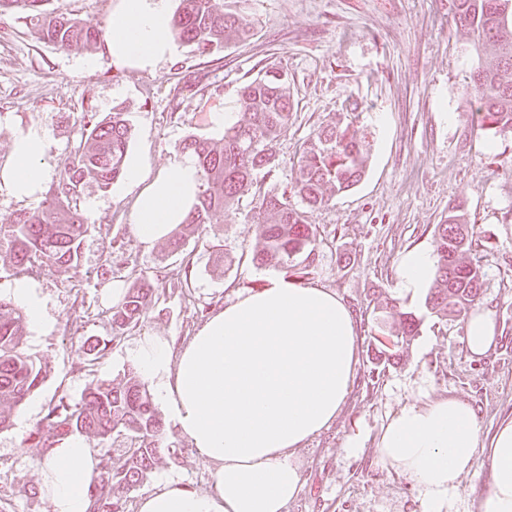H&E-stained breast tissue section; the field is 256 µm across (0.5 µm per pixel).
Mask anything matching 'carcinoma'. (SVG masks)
I'll use <instances>...</instances> for the list:
<instances>
[{"mask_svg": "<svg viewBox=\"0 0 512 512\" xmlns=\"http://www.w3.org/2000/svg\"><path fill=\"white\" fill-rule=\"evenodd\" d=\"M503 0H452L454 18L474 36L476 51L489 58L485 67L470 76L467 91L475 105L477 125L496 134H512V15L502 18ZM48 0H0V17L20 10L29 31L39 40L60 49L90 51L100 44L102 29L78 16L56 15ZM171 35L201 54H210L232 41L250 37L252 24L226 0H179ZM241 118L224 129L213 142L187 137L182 151L191 153L201 173L198 202L186 222L167 242L178 252L186 237L224 223L236 202L258 185V177L275 167L274 145L292 122L288 73H260L238 93ZM127 107L117 105L97 123L44 199L27 211L7 218L10 259L21 272L47 267L59 275L79 259L87 218L70 202L88 182L108 187L123 173L130 128L124 119ZM370 153L369 133L351 123L338 122L318 130L305 142L298 161V177L288 192H268L259 197L258 237L261 248L253 261L275 262L300 277L320 262L317 228L307 223L306 210L318 208L335 194L364 177ZM476 225L466 219L460 201L448 219L436 225L433 238L438 265L426 308L442 317H463L483 299L486 274L466 260ZM156 278L143 276L122 301L112 308V338L95 341L89 351L105 354L108 343L120 341L140 322L144 307L155 291ZM393 322L378 340V354L390 363L417 334L416 315L389 307ZM25 317L9 301L0 299V430L11 426L3 407H17L47 376V365L23 348ZM123 384L102 380L86 388L77 403L63 399L49 405L47 414L26 438L27 444L50 453L59 439L70 433H88L103 440L124 437L118 457L107 450L100 455L97 474L90 483L93 512H128L122 493L152 473L160 454L165 425L151 394L137 371L123 374Z\"/></svg>", "mask_w": 512, "mask_h": 512, "instance_id": "obj_1", "label": "carcinoma"}]
</instances>
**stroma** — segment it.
Returning a JSON list of instances; mask_svg holds the SVG:
<instances>
[{
  "label": "stroma",
  "mask_w": 512,
  "mask_h": 512,
  "mask_svg": "<svg viewBox=\"0 0 512 512\" xmlns=\"http://www.w3.org/2000/svg\"><path fill=\"white\" fill-rule=\"evenodd\" d=\"M451 0H242L254 34L213 56L174 45L171 56L148 69L115 63L105 45L68 52L38 41L23 20L0 21V162L15 135L32 125L46 134L43 161L57 180L71 152L113 106L129 105L127 152L158 171L191 135L221 139L213 113L235 105L240 87L265 67L287 72L294 120L278 140L276 168L260 180L265 192L292 187L300 145L334 123L345 105L354 125L373 138L367 171L351 189L310 210L321 261L303 285L335 291L352 310L359 362L346 401L329 428L296 450L303 483L287 512H423V495L400 470L384 465L377 443L400 407L441 398L470 403L481 444L512 419V135L479 129L466 84L481 61L467 29L457 26ZM136 194L124 180L108 188L84 186L72 205L88 231L81 258L64 275L33 274L48 300L51 324L27 332L25 350L50 371L27 400L12 410L35 429L49 404L79 401L101 380L121 382L131 367L128 351L147 336L186 343L210 311L234 291L259 288L283 275L279 265L258 266L256 201L244 196L231 218L190 236L181 251L165 244L146 249L132 232ZM464 202L481 234L468 257L486 273L483 309L498 329L495 347L471 357L466 323L442 321L424 298L396 286V262L412 248H433V230ZM146 274L161 281L140 325L105 356L91 360L84 343L112 335V304L104 291L115 281L131 286ZM395 301L421 319L399 359L370 372L380 356L374 306ZM16 428L0 431V506L6 512H50L42 492L41 457ZM359 441L357 452L347 446ZM162 458L129 493V508L153 492L162 475L188 490L211 489L214 466L175 427H168Z\"/></svg>",
  "instance_id": "35a3bbf8"
}]
</instances>
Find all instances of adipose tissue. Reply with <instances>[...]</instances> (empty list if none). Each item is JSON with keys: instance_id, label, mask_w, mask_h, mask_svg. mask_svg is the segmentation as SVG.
I'll return each instance as SVG.
<instances>
[{"instance_id": "obj_1", "label": "adipose tissue", "mask_w": 512, "mask_h": 512, "mask_svg": "<svg viewBox=\"0 0 512 512\" xmlns=\"http://www.w3.org/2000/svg\"><path fill=\"white\" fill-rule=\"evenodd\" d=\"M168 2L118 0L106 40L113 60L145 69L171 54ZM45 152L41 127L16 135L0 163V192L37 200L48 178ZM126 179L138 191L133 235L148 249L184 223L199 193V168L186 153L149 180L142 159L132 157ZM396 270L400 291L417 297L433 281L437 257L411 249ZM5 292L32 328L49 322L38 282L16 279ZM358 345L357 322L336 292L284 278L236 292L185 344L163 336L138 341L129 357L154 400L215 465L212 492H190L165 476L140 499L138 512H286L301 481L292 458L335 420L355 376ZM479 444L472 405L441 399L397 410L377 448L381 462L422 490L424 512H458L460 478L474 468ZM487 460L488 489L478 512H512V420L498 426ZM98 463L78 432L52 448L40 467L51 512H86Z\"/></svg>"}]
</instances>
